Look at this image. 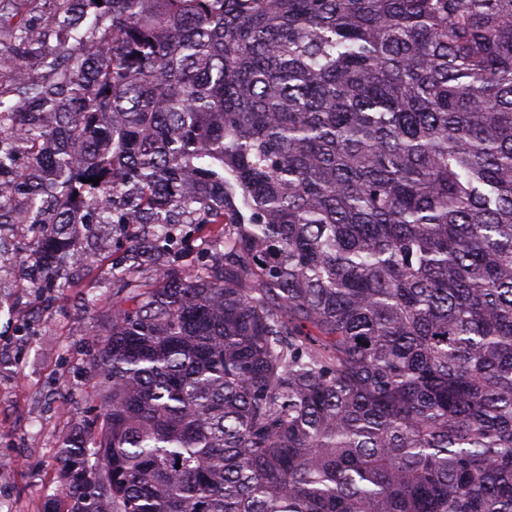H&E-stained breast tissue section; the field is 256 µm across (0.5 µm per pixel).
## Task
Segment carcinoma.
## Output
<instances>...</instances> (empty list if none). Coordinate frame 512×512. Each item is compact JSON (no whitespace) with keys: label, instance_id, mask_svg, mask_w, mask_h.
<instances>
[{"label":"carcinoma","instance_id":"obj_1","mask_svg":"<svg viewBox=\"0 0 512 512\" xmlns=\"http://www.w3.org/2000/svg\"><path fill=\"white\" fill-rule=\"evenodd\" d=\"M21 2L0 224L142 230L66 512H512V0ZM26 14L31 20V34L33 38L43 41V49L49 61L58 58L52 6L48 1H32L27 5ZM194 225L185 226V240L178 243L179 251L181 252V264L189 270L197 268L199 263V253L202 250V240L207 233L208 228L203 232H194Z\"/></svg>","mask_w":512,"mask_h":512}]
</instances>
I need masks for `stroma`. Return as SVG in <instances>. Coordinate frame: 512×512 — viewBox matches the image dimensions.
<instances>
[{
  "label": "stroma",
  "instance_id": "35a3bbf8",
  "mask_svg": "<svg viewBox=\"0 0 512 512\" xmlns=\"http://www.w3.org/2000/svg\"><path fill=\"white\" fill-rule=\"evenodd\" d=\"M123 232L84 224L76 238L90 263L67 264L57 285L28 287L34 233L12 227L9 262L0 263V512H44L60 495L58 440L96 432L98 335L112 311V264Z\"/></svg>",
  "mask_w": 512,
  "mask_h": 512
}]
</instances>
